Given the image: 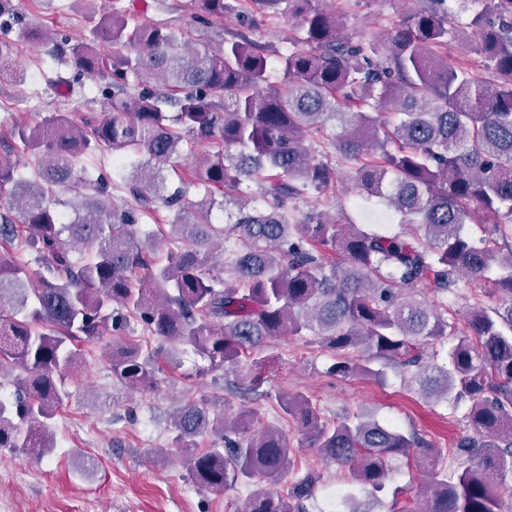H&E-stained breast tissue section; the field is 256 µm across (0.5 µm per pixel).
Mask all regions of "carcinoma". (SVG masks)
<instances>
[{"label": "carcinoma", "instance_id": "1", "mask_svg": "<svg viewBox=\"0 0 512 512\" xmlns=\"http://www.w3.org/2000/svg\"><path fill=\"white\" fill-rule=\"evenodd\" d=\"M480 5L466 26L457 11ZM323 0H248L252 13L279 15L297 37L277 54L279 83L270 80L266 48L243 31L213 53L190 49L171 29L129 22L121 0L93 23L91 38H64L55 61L90 77L108 70L110 107L80 122L51 112L40 123L15 124L14 141L38 158L32 179H18L0 153V247L39 254L30 269L0 255V371L22 372L14 400L0 399V450L28 448L43 457L54 447L56 412L70 393L62 372L75 363L70 345L112 336V378L128 387L153 383L155 366L138 347L122 344L130 320L151 335L191 347L220 370L252 357L250 391L274 359L271 343L313 334L336 351L328 373L378 377L381 360L409 375L432 403H469L472 434L459 441L466 465L448 479L432 444L373 417L326 418L302 393L278 395L309 447L351 471L364 489L384 486L391 461L428 467L429 500L399 512H501L503 481L512 475V0H413L392 24L387 42L340 34L336 10ZM197 23L224 18L227 0H192ZM18 23L15 0H0V63L20 41L42 40ZM471 33L484 71L448 61V43ZM112 43L106 58L93 41ZM399 116L395 124L385 113ZM332 145L348 164L347 179L401 215L403 232L361 231L336 214L295 202L324 193L337 180L325 159ZM208 145L190 172L178 164L182 145ZM112 152L127 194L112 201L109 176L76 171L80 155ZM260 190L261 205L251 201ZM203 198L186 201L189 188ZM238 206L225 224L210 220L215 204ZM196 206L202 219L188 220ZM165 207L174 219L164 238L181 243L157 266L154 234L145 229ZM488 236L464 233L477 221ZM224 246V276L213 274ZM85 254L72 259L71 245ZM498 267L496 277L488 276ZM153 275L149 288L140 272ZM466 281L495 299L472 308L464 327L448 307L427 298ZM111 314H105L107 309ZM449 366L426 361L420 346L446 337ZM362 352L359 357L347 349ZM257 412L230 414L207 400L188 401L174 419L173 444L185 448L193 483L224 491L242 480L260 488L237 512H306L319 476L285 481L295 448L275 425L251 432ZM220 443L199 451L184 441L206 433Z\"/></svg>", "mask_w": 512, "mask_h": 512}]
</instances>
